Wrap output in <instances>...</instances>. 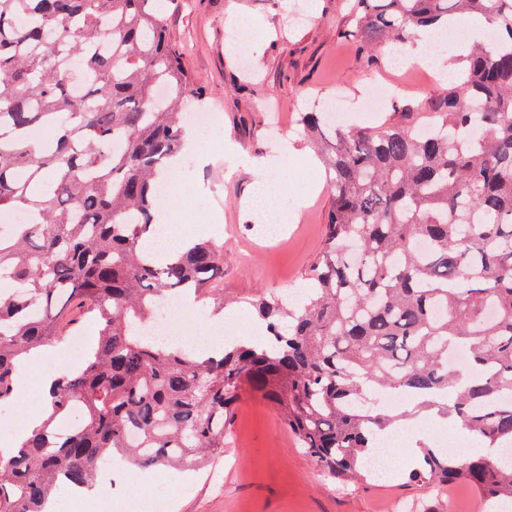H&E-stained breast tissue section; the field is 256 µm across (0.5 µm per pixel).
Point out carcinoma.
I'll return each mask as SVG.
<instances>
[{"label":"carcinoma","instance_id":"carcinoma-1","mask_svg":"<svg viewBox=\"0 0 512 512\" xmlns=\"http://www.w3.org/2000/svg\"><path fill=\"white\" fill-rule=\"evenodd\" d=\"M179 0H0V214L28 220L0 235V404L17 363L65 338L75 300L99 337L82 369L58 379L47 417L0 454V512H44L61 484L94 479L119 456L141 467L204 468L248 391L280 411L316 465L342 482L375 477L376 439L400 415L453 416L490 449L466 464L421 444L409 481L466 484L512 502V0H352L346 37L402 43L478 14L491 44L458 59L435 120L340 126L304 112L325 144L331 204L300 304L250 301L266 339L213 359L145 335L159 304L212 298L224 251L199 239L169 261L157 187L182 146L190 85L163 15ZM468 354V372L448 364Z\"/></svg>","mask_w":512,"mask_h":512}]
</instances>
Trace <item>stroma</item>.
<instances>
[{
	"mask_svg": "<svg viewBox=\"0 0 512 512\" xmlns=\"http://www.w3.org/2000/svg\"><path fill=\"white\" fill-rule=\"evenodd\" d=\"M303 12L286 25V9ZM167 33L182 63L202 88V107L216 122L196 130L198 152L185 155L174 178L192 195L191 208L170 214L173 234L202 226V238L224 247L225 318L249 310L264 292L299 302L305 275L323 241L330 192L323 167L308 169L317 153L304 134L305 101L342 96L347 125L403 120L441 95L429 69L398 71L381 50L361 53L345 37L349 0H185L165 14ZM395 87L376 110L366 106L372 82ZM278 188L274 212L248 213L258 176ZM306 202H299V194ZM289 215L280 243L266 242L271 215ZM60 359L18 378L14 401L0 406V438L21 427L27 392L58 362L77 359L60 342ZM408 462L392 463L387 482L340 484L317 468L283 424L276 407L243 397L224 434V451L202 470H143L128 463L113 473L111 496L79 499L59 489L55 512H131L134 502L160 501L165 512H396V504L423 496L410 483Z\"/></svg>",
	"mask_w": 512,
	"mask_h": 512,
	"instance_id": "35a3bbf8",
	"label": "stroma"
}]
</instances>
